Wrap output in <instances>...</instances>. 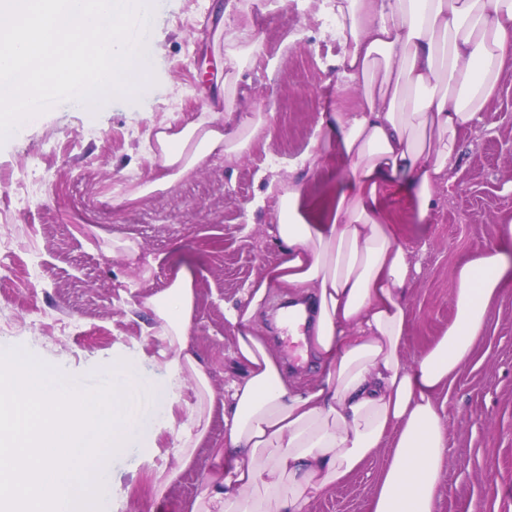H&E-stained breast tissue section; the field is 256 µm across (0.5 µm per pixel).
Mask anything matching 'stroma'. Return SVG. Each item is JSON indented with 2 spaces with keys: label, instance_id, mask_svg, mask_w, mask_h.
<instances>
[{
  "label": "stroma",
  "instance_id": "1",
  "mask_svg": "<svg viewBox=\"0 0 512 512\" xmlns=\"http://www.w3.org/2000/svg\"><path fill=\"white\" fill-rule=\"evenodd\" d=\"M325 0H150V86L134 98L116 96L53 104L35 122L0 142V351L23 350L51 364L61 378L94 387L101 367L123 355L131 376L146 386L142 439L109 462L112 488L102 512H182L200 496L210 449L224 437L214 410L208 435L168 494L153 498L151 472L175 467L176 437L191 428L192 389L179 406L165 390L173 351L153 339L156 323L143 305L168 287L175 270L193 277L196 309L189 347L206 366L216 394L240 369L236 332L224 307L242 302L245 288L282 257L271 233L278 221L271 180L312 148L318 123L336 107H353V93L336 80L335 29L321 23ZM249 27L253 61L228 77L224 50ZM236 112H266L268 131L239 159L214 156L171 188L139 195L151 169L156 131L220 112L225 97ZM347 167L327 150L300 182L312 210L327 201ZM135 202H128L130 194ZM386 206L397 212V240L419 266L411 285L409 326L402 355L414 363L455 315L454 268L499 245L501 216H512V70L481 121L467 132L454 179L438 204L417 214L413 190L399 182ZM130 240L156 262L143 276L112 245ZM279 292L260 326L281 358L299 355L290 373L301 381L320 371L315 353L289 349ZM447 417L448 459L437 512H512V285L493 305L484 336L453 382L439 394ZM388 450L315 499L309 512H370Z\"/></svg>",
  "mask_w": 512,
  "mask_h": 512
}]
</instances>
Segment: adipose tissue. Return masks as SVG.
<instances>
[{"label":"adipose tissue","mask_w":512,"mask_h":512,"mask_svg":"<svg viewBox=\"0 0 512 512\" xmlns=\"http://www.w3.org/2000/svg\"><path fill=\"white\" fill-rule=\"evenodd\" d=\"M330 11L338 83L358 97L355 109L327 120L348 169L320 218L309 215L296 181L281 195L282 259L252 280L244 302L224 309L242 373L223 396L187 350L192 276L177 271L144 301L158 320L156 339L175 350L166 363L170 401L195 385L192 430L176 447L177 467L153 472V495L191 463L215 407L224 409V439L211 451L216 468L183 512H307L385 447L371 512H436L447 452L438 394L472 355L507 286L499 248L456 266L454 321L414 366L404 364L417 267L395 241L396 217L384 200L406 176L420 215L435 206L463 133L512 70V0H331ZM266 132L263 113L241 117L225 99L223 112L157 133L162 172L146 188H168L212 155L242 156ZM279 288L312 298L309 343L322 369L302 386L255 324Z\"/></svg>","instance_id":"obj_1"}]
</instances>
